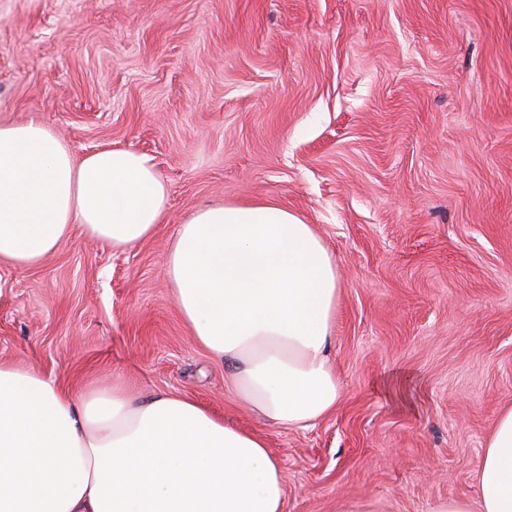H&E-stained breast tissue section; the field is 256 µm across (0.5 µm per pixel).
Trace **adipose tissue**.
Returning <instances> with one entry per match:
<instances>
[{
  "label": "adipose tissue",
  "mask_w": 512,
  "mask_h": 512,
  "mask_svg": "<svg viewBox=\"0 0 512 512\" xmlns=\"http://www.w3.org/2000/svg\"><path fill=\"white\" fill-rule=\"evenodd\" d=\"M168 197L134 149L78 160L47 126L0 124L1 263L35 266L76 226L131 246L163 223ZM164 268L195 343L262 421L306 427L335 410L338 277L315 225L274 201L201 209ZM286 496L264 437L195 399H139L120 381L75 397L0 360V512H284ZM477 496L434 512H512V408L487 440Z\"/></svg>",
  "instance_id": "1"
}]
</instances>
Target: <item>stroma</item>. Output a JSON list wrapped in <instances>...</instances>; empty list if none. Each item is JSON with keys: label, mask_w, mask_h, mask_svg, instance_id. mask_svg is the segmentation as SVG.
<instances>
[{"label": "stroma", "mask_w": 512, "mask_h": 512, "mask_svg": "<svg viewBox=\"0 0 512 512\" xmlns=\"http://www.w3.org/2000/svg\"><path fill=\"white\" fill-rule=\"evenodd\" d=\"M0 123L135 149L170 190L127 250L76 228L0 264V359L197 399L265 438L285 512L475 499L512 406V0H0ZM263 200L336 259L341 394L304 428L227 392L164 274L195 210Z\"/></svg>", "instance_id": "obj_1"}]
</instances>
